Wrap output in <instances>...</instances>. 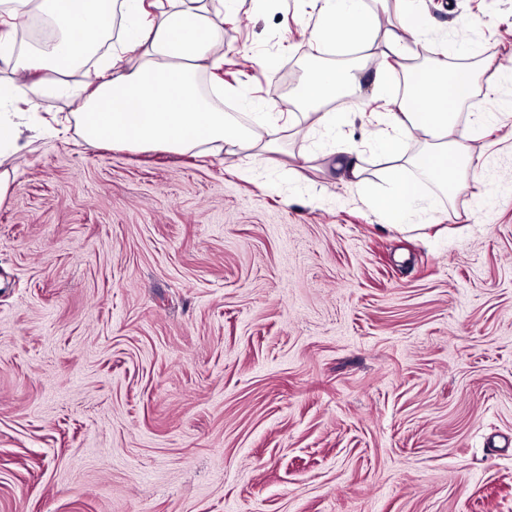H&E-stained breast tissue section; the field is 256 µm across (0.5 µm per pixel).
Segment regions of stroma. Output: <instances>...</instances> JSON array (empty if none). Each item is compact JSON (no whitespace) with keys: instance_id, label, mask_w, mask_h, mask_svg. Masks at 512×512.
I'll return each instance as SVG.
<instances>
[{"instance_id":"1","label":"stroma","mask_w":512,"mask_h":512,"mask_svg":"<svg viewBox=\"0 0 512 512\" xmlns=\"http://www.w3.org/2000/svg\"><path fill=\"white\" fill-rule=\"evenodd\" d=\"M380 32L312 41L315 0L224 13L222 108L284 112L282 78L392 64L264 161L88 146L71 98L24 115L0 205V512H512V0H423L393 61ZM475 76L451 197L401 232L332 144L384 184L376 117L412 69ZM305 120L309 122V129L315 130L317 127L325 129H335L336 126L344 125L349 116L345 112H305ZM345 154L350 155V157L343 158L337 167L342 168L343 176L350 185L363 187L365 178L363 177L364 167L361 164V158L358 155H353L350 151H346Z\"/></svg>"}]
</instances>
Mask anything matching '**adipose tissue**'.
Wrapping results in <instances>:
<instances>
[{"label": "adipose tissue", "mask_w": 512, "mask_h": 512, "mask_svg": "<svg viewBox=\"0 0 512 512\" xmlns=\"http://www.w3.org/2000/svg\"><path fill=\"white\" fill-rule=\"evenodd\" d=\"M38 17L49 23L51 42L16 49V32ZM377 20L376 12L362 9L361 0H322L312 37L355 47L367 41ZM89 32L112 39V55L94 81L77 87L68 75L98 52L85 38ZM223 45V23L199 0H0V66L23 72L17 99L32 107L46 95L74 97L82 136L91 145L159 147L183 154L220 143L229 156L241 150L258 158L275 152L277 133L288 129L281 113H256L252 123L230 137L229 114L201 89V72L222 69ZM348 86L361 88V78L337 68L312 72L300 83L295 100L310 108L305 115L309 129L347 122L344 113L322 112L318 106L336 88ZM406 86L397 111L382 117L375 148L391 167L386 189L369 200L381 219L400 230L413 214L434 206L424 185L447 189L452 173L467 165L454 129L473 77L431 63L412 71ZM413 99L421 109L410 108ZM133 100L139 111H129Z\"/></svg>", "instance_id": "adipose-tissue-1"}]
</instances>
